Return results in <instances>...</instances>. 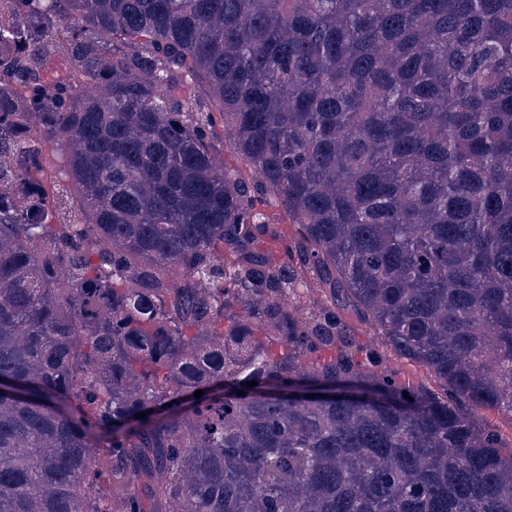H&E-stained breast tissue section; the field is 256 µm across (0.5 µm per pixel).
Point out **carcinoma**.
Here are the masks:
<instances>
[{
	"label": "carcinoma",
	"instance_id": "cac0c4a2",
	"mask_svg": "<svg viewBox=\"0 0 512 512\" xmlns=\"http://www.w3.org/2000/svg\"><path fill=\"white\" fill-rule=\"evenodd\" d=\"M2 101L0 512H512V0H0ZM213 144L215 145L216 150L221 153V157L228 167L238 169L244 173L248 171V167L243 160L234 154L227 146L224 138V127L220 125L215 127ZM77 212L73 188L64 183L58 193L55 221L61 224L69 222ZM339 312L357 341L371 351L370 362L377 370L399 371L404 378L412 380L416 384H422L432 391H439L438 383L425 368L399 357L385 346L381 336H375L370 324L361 321L349 308H340ZM474 411L480 422L490 423L496 426L502 442L512 446V423L508 416L479 409H475Z\"/></svg>",
	"mask_w": 512,
	"mask_h": 512
}]
</instances>
